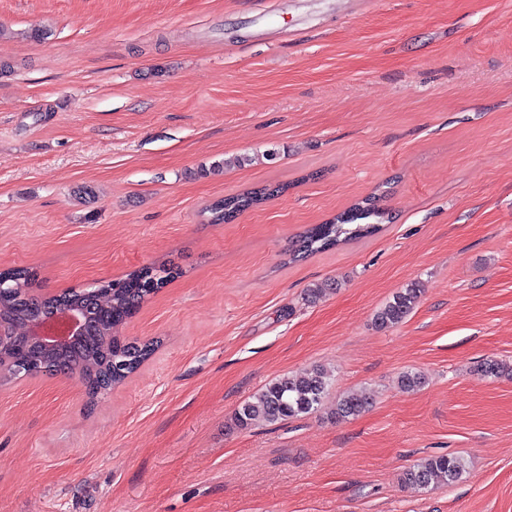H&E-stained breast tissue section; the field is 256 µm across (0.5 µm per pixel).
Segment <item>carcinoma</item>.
Wrapping results in <instances>:
<instances>
[{"label": "carcinoma", "instance_id": "carcinoma-1", "mask_svg": "<svg viewBox=\"0 0 512 512\" xmlns=\"http://www.w3.org/2000/svg\"><path fill=\"white\" fill-rule=\"evenodd\" d=\"M285 190L286 186L282 185L227 196L210 207L213 223L229 220ZM384 216L376 197H368L326 223L308 228L298 240L294 253L320 252L341 242L370 236L379 229L377 220ZM5 275L11 278L13 290L0 295V323L9 328L23 326L41 308L48 310L56 304L70 301L68 292L48 296L34 293L36 273L27 268H9ZM175 275V268L165 264L143 266L121 279L96 287L100 326L82 362L75 367L85 381L88 393H94L98 387L105 393L124 382L153 354L156 342H130L116 335V330L142 302L157 293ZM422 292L416 283L397 292L376 312V327L387 329L403 322L418 303ZM481 370L494 378L512 373V367L497 360L484 362ZM329 391L328 374L322 369H315L302 377L283 375L265 386L253 401L238 409L233 420L236 426L248 429L259 422L274 424L309 415L318 409ZM371 403L372 393L365 390L345 393L336 401L335 418H353ZM463 472L464 463L460 457L438 455L404 471L402 480L411 488L428 490L457 481Z\"/></svg>", "mask_w": 512, "mask_h": 512}]
</instances>
